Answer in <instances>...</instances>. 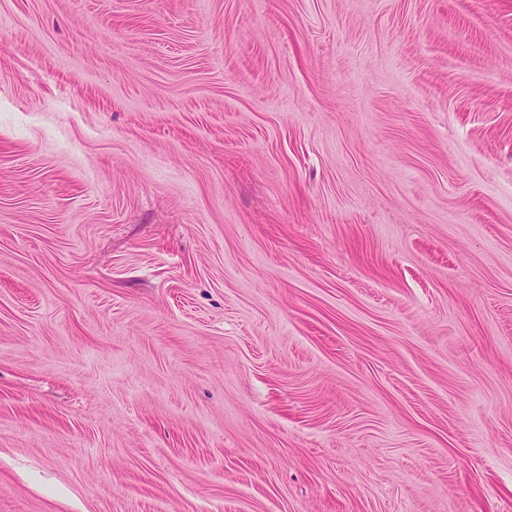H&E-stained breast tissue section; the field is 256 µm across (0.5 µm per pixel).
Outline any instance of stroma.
<instances>
[{
    "mask_svg": "<svg viewBox=\"0 0 512 512\" xmlns=\"http://www.w3.org/2000/svg\"><path fill=\"white\" fill-rule=\"evenodd\" d=\"M0 512H512V0H0Z\"/></svg>",
    "mask_w": 512,
    "mask_h": 512,
    "instance_id": "35a3bbf8",
    "label": "stroma"
}]
</instances>
